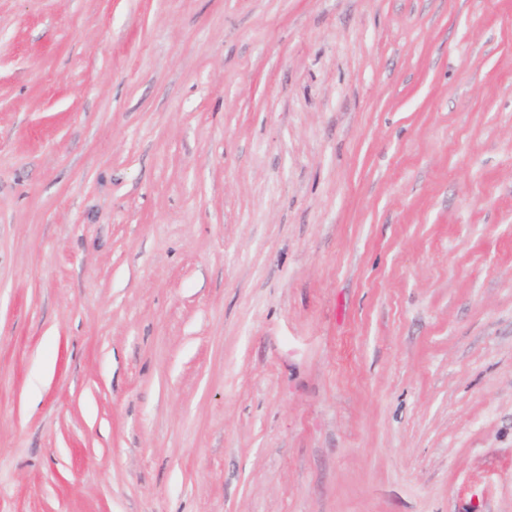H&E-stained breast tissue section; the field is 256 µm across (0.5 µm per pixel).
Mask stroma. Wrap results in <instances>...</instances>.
Listing matches in <instances>:
<instances>
[{"label": "stroma", "instance_id": "stroma-1", "mask_svg": "<svg viewBox=\"0 0 512 512\" xmlns=\"http://www.w3.org/2000/svg\"><path fill=\"white\" fill-rule=\"evenodd\" d=\"M0 512H512V0H0Z\"/></svg>", "mask_w": 512, "mask_h": 512}]
</instances>
